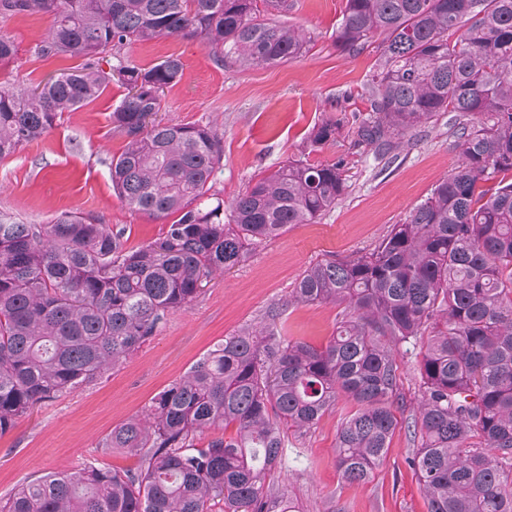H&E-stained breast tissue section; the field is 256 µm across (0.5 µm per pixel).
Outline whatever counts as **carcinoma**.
<instances>
[{
  "label": "carcinoma",
  "instance_id": "carcinoma-1",
  "mask_svg": "<svg viewBox=\"0 0 512 512\" xmlns=\"http://www.w3.org/2000/svg\"><path fill=\"white\" fill-rule=\"evenodd\" d=\"M272 10L288 12V0H0V15L51 18L36 54L83 59L71 81L0 90V157L96 98L115 70L128 93L112 123L127 144L112 159V187L133 210L177 215L136 248L68 213L52 224L0 219V433L38 402L94 382L213 274L345 194L344 161L293 159L251 180L224 215L212 193L218 131L153 119L181 61L146 69L123 55L181 35L204 40L223 66L294 59L306 36L271 21ZM376 34L370 115L356 142L384 157L453 112L459 163L371 252L318 262L296 284L294 302L342 305L349 319L320 348L264 329L224 337L104 439L140 456L137 468L48 475L0 501V512H297L267 483L288 429L301 435L350 402L337 465L349 482L369 479L404 403L398 348L417 346L408 465L427 512H512V0H346L337 47L359 54ZM106 49L116 60L108 72ZM338 130L321 123L311 146ZM231 425L235 434L197 446L204 431Z\"/></svg>",
  "mask_w": 512,
  "mask_h": 512
}]
</instances>
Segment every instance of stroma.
I'll return each instance as SVG.
<instances>
[{
  "label": "stroma",
  "instance_id": "35a3bbf8",
  "mask_svg": "<svg viewBox=\"0 0 512 512\" xmlns=\"http://www.w3.org/2000/svg\"><path fill=\"white\" fill-rule=\"evenodd\" d=\"M344 7L345 0H295L279 21L303 30L309 41L300 56L276 65L223 66L202 40L181 36L126 48L127 57L143 68L169 57L181 61L183 76L162 93L157 118L216 127L223 161L214 189L225 202L251 179L300 157L312 164L345 160L348 190L314 223L288 228L213 276L194 302L170 314L101 379L38 403L1 433L0 500L23 484L78 466L137 467V457L102 448L103 439L224 337L273 323L289 338L326 345L343 309L294 303L296 283L315 263L371 251L456 167L449 112L418 127L408 144L385 158L374 159L369 148L356 145L354 132L368 116L364 88L382 38L374 36L356 56L339 50L336 28ZM49 26V18L37 13L0 17V34L17 49L15 62L0 67V89H32L80 68L77 58L35 54ZM125 94L123 85L110 82L99 97L64 113L40 139L0 158V218L51 224L72 212L123 232L131 247L160 238L164 220L130 209L112 190L110 161L126 145L112 113ZM328 119L340 124L335 140L311 148L313 129ZM350 409L338 401L303 436L289 435L271 482L288 493L298 512H426L423 490L407 464L414 443L402 424L368 481L352 484L342 477L336 439Z\"/></svg>",
  "mask_w": 512,
  "mask_h": 512
}]
</instances>
